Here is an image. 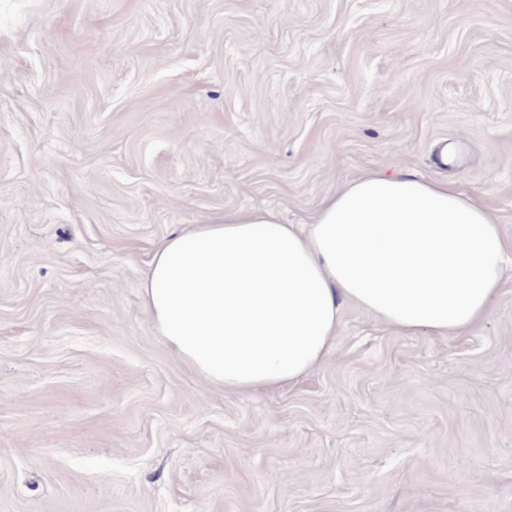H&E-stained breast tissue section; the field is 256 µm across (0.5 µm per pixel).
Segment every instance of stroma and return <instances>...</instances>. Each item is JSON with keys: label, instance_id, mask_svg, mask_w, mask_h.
Returning <instances> with one entry per match:
<instances>
[{"label": "stroma", "instance_id": "obj_1", "mask_svg": "<svg viewBox=\"0 0 512 512\" xmlns=\"http://www.w3.org/2000/svg\"><path fill=\"white\" fill-rule=\"evenodd\" d=\"M378 170L512 244V0H0V512H512V282L460 336L343 304L248 394L142 305L183 226Z\"/></svg>", "mask_w": 512, "mask_h": 512}]
</instances>
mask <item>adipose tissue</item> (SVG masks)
Segmentation results:
<instances>
[{"label": "adipose tissue", "mask_w": 512, "mask_h": 512, "mask_svg": "<svg viewBox=\"0 0 512 512\" xmlns=\"http://www.w3.org/2000/svg\"><path fill=\"white\" fill-rule=\"evenodd\" d=\"M512 276V247L454 184L375 172L313 223L272 210L195 224L155 247L141 298L170 349L212 385H289L332 350L347 300L403 334L467 332Z\"/></svg>", "instance_id": "obj_1"}]
</instances>
